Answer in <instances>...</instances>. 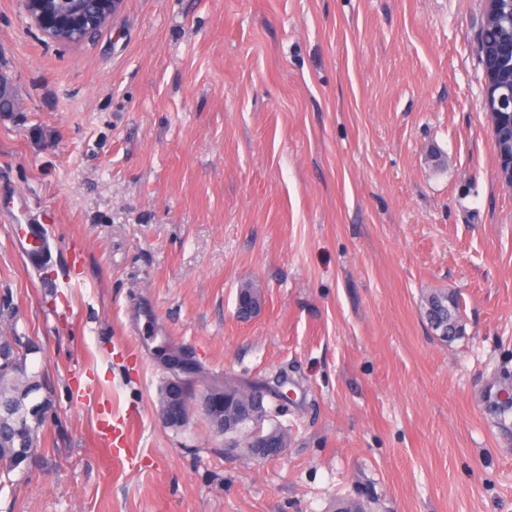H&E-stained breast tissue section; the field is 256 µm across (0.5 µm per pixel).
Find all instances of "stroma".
<instances>
[{
  "label": "stroma",
  "mask_w": 512,
  "mask_h": 512,
  "mask_svg": "<svg viewBox=\"0 0 512 512\" xmlns=\"http://www.w3.org/2000/svg\"><path fill=\"white\" fill-rule=\"evenodd\" d=\"M486 0H0V291L51 410L0 512H512V190ZM42 225L33 261L15 223ZM258 314L241 319V285ZM446 292L442 340L423 298ZM281 381L274 457L166 427L161 342ZM121 430V445L101 433ZM107 1H110L109 5L111 7V11H110L109 15H107L105 17L101 16V11H102V8L104 7L103 3H100L96 7V10L94 12L89 13L85 10L84 4H82L79 1H75L74 2L75 4L80 5L79 8L74 9V10H69V11L78 12L79 14H81L83 16V23H86L88 28H93L99 22L101 23V27H102L110 17H112V19H113L116 15L119 14V12L122 9V5L124 3V0H107ZM30 18L42 31L58 42L69 44H79L82 42L79 40L62 41L59 39V34L64 33L73 25L71 15L66 10L44 13L36 17L30 16Z\"/></svg>",
  "instance_id": "stroma-1"
}]
</instances>
